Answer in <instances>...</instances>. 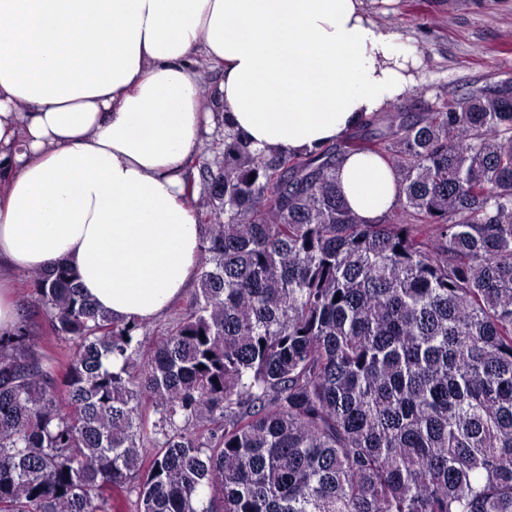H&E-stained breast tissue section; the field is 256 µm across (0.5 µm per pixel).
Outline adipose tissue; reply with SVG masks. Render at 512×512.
<instances>
[{
	"label": "adipose tissue",
	"mask_w": 512,
	"mask_h": 512,
	"mask_svg": "<svg viewBox=\"0 0 512 512\" xmlns=\"http://www.w3.org/2000/svg\"><path fill=\"white\" fill-rule=\"evenodd\" d=\"M213 107L254 149H323L402 98L421 61L365 0H0V334L17 276L64 262L99 310L148 322L196 280L205 225L185 192ZM352 213L396 200L381 157L341 156Z\"/></svg>",
	"instance_id": "ef3b65f1"
}]
</instances>
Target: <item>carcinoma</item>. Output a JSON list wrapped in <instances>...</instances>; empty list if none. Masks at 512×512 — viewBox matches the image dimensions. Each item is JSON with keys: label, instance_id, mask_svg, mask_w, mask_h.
I'll use <instances>...</instances> for the list:
<instances>
[{"label": "carcinoma", "instance_id": "obj_1", "mask_svg": "<svg viewBox=\"0 0 512 512\" xmlns=\"http://www.w3.org/2000/svg\"><path fill=\"white\" fill-rule=\"evenodd\" d=\"M365 127L397 173L373 224L329 151L224 136L148 352L66 264L31 275L73 351L0 336V512H512V80Z\"/></svg>", "mask_w": 512, "mask_h": 512}]
</instances>
